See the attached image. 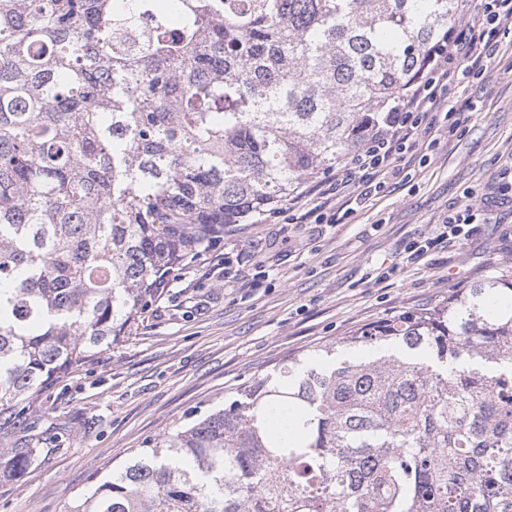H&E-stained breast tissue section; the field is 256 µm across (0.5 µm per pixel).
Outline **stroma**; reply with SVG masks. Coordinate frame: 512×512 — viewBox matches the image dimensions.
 <instances>
[{"mask_svg":"<svg viewBox=\"0 0 512 512\" xmlns=\"http://www.w3.org/2000/svg\"><path fill=\"white\" fill-rule=\"evenodd\" d=\"M459 96L471 106L460 127H437L432 144L342 223L254 217L229 227L178 271L136 333L44 388L23 414L1 418L0 453L32 448L36 461L22 478L0 477V512H66L93 473L235 399L289 356L511 266L512 202L496 197L512 161V35ZM465 203L491 209L490 222L403 261V242Z\"/></svg>","mask_w":512,"mask_h":512,"instance_id":"1","label":"stroma"}]
</instances>
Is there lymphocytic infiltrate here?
Masks as SVG:
<instances>
[{
	"label": "lymphocytic infiltrate",
	"instance_id": "lymphocytic-infiltrate-1",
	"mask_svg": "<svg viewBox=\"0 0 512 512\" xmlns=\"http://www.w3.org/2000/svg\"><path fill=\"white\" fill-rule=\"evenodd\" d=\"M458 14L460 26L443 33L421 73L367 128L348 160L337 163L331 177L304 184L279 208V216L294 215L303 224L341 223L342 206L362 200L357 187L383 191L403 157L424 144L437 115L450 120L461 114L458 86L485 69L502 39L512 34V0H458ZM485 218L483 209L464 206L448 216L436 235L407 241L402 257L412 263L440 244L465 239L472 225Z\"/></svg>",
	"mask_w": 512,
	"mask_h": 512
}]
</instances>
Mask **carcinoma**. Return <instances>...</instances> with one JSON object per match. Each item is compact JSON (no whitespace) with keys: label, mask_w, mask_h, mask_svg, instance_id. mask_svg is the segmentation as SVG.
I'll list each match as a JSON object with an SVG mask.
<instances>
[{"label":"carcinoma","mask_w":512,"mask_h":512,"mask_svg":"<svg viewBox=\"0 0 512 512\" xmlns=\"http://www.w3.org/2000/svg\"><path fill=\"white\" fill-rule=\"evenodd\" d=\"M457 20V0H0V414L336 166ZM360 347L381 356L329 361ZM68 512H512V267L283 361Z\"/></svg>","instance_id":"cac0c4a2"}]
</instances>
